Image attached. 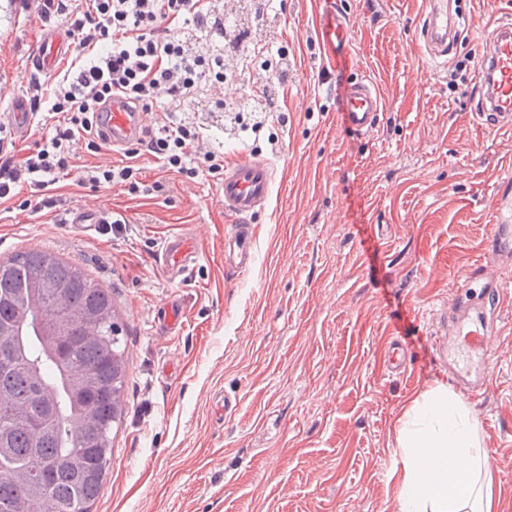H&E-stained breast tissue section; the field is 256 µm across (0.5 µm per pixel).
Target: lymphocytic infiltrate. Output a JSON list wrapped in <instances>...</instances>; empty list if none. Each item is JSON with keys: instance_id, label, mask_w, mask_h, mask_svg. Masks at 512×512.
Returning a JSON list of instances; mask_svg holds the SVG:
<instances>
[{"instance_id": "lymphocytic-infiltrate-1", "label": "lymphocytic infiltrate", "mask_w": 512, "mask_h": 512, "mask_svg": "<svg viewBox=\"0 0 512 512\" xmlns=\"http://www.w3.org/2000/svg\"><path fill=\"white\" fill-rule=\"evenodd\" d=\"M35 7L41 22L66 29L79 64L53 75L52 100H45L41 82L32 85L33 111L45 106L60 117L33 150L17 154L0 123V199L24 185L40 206L50 207L49 191L60 177L73 174L95 188L131 179L129 163L119 169H81L71 151L79 138L93 152L106 144L98 116L116 94L141 109L155 107L166 114L145 148L127 149L129 161L144 150L189 178L223 171V156L198 150L204 125L183 114L194 90L226 79L223 58L205 38L216 17L212 0H92L87 10L73 8L72 0H40Z\"/></svg>"}]
</instances>
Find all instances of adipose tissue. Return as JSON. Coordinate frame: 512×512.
<instances>
[{
  "mask_svg": "<svg viewBox=\"0 0 512 512\" xmlns=\"http://www.w3.org/2000/svg\"><path fill=\"white\" fill-rule=\"evenodd\" d=\"M400 512H492V477L469 406L439 385L414 400L397 437Z\"/></svg>",
  "mask_w": 512,
  "mask_h": 512,
  "instance_id": "ef3b65f1",
  "label": "adipose tissue"
}]
</instances>
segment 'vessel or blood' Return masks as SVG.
Returning a JSON list of instances; mask_svg holds the SVG:
<instances>
[{"mask_svg": "<svg viewBox=\"0 0 512 512\" xmlns=\"http://www.w3.org/2000/svg\"><path fill=\"white\" fill-rule=\"evenodd\" d=\"M455 15L448 11V0H424L423 39L435 55L443 56L448 46L438 37L439 32L455 24ZM319 36L328 58L339 68L352 66V28L344 14L319 24ZM69 38L63 30L45 29L40 43L28 61V68L36 74L53 70L59 58L66 55ZM479 80L482 103L478 118L495 129L512 128V26L501 23L493 29L481 57ZM14 125L12 133L27 137L33 115L24 98L14 97ZM383 107L380 93L373 81L366 80L343 86L340 93L341 124L357 134L364 135L375 127ZM109 118L103 126L112 145L123 146L142 138L145 127L143 115L130 111L122 97H113L108 109ZM274 170L263 160L244 158L225 166L220 183L219 198L224 212L230 217L234 230L224 237V264L243 271L254 262L251 220L265 206L272 193ZM195 258L188 239L175 235L165 241L159 262L167 274H174ZM493 328L485 320L460 319L453 341L463 354L478 353L490 357L493 351Z\"/></svg>", "mask_w": 512, "mask_h": 512, "instance_id": "vessel-or-blood-1", "label": "vessel or blood"}]
</instances>
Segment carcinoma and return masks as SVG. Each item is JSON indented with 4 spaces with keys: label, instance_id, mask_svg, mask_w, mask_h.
<instances>
[{
    "label": "carcinoma",
    "instance_id": "obj_1",
    "mask_svg": "<svg viewBox=\"0 0 512 512\" xmlns=\"http://www.w3.org/2000/svg\"><path fill=\"white\" fill-rule=\"evenodd\" d=\"M0 267V512H91L122 414L112 294L49 251Z\"/></svg>",
    "mask_w": 512,
    "mask_h": 512
}]
</instances>
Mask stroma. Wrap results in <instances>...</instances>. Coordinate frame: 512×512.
<instances>
[{
	"mask_svg": "<svg viewBox=\"0 0 512 512\" xmlns=\"http://www.w3.org/2000/svg\"><path fill=\"white\" fill-rule=\"evenodd\" d=\"M256 42L281 50L287 79L236 72L205 87L198 120L225 161L276 171L255 214L257 260L224 266L231 225L218 178H188L150 155L135 161L159 192L93 189L61 177L53 209L0 204V258L45 250L112 293L123 328V412L92 512H399L397 431L412 401L437 385L463 394L435 354L457 307V281L498 285L487 393L467 404L493 478L494 512H512V254L491 247L495 200L512 176V132L481 125L483 0L447 55L424 49L422 0H267ZM352 24L354 66L327 65L317 13ZM43 26L0 0V112L25 93ZM371 78L384 100L375 128L341 126L342 84ZM255 99L259 112L237 115ZM122 215L71 227L67 213ZM184 235L197 258L175 277L158 256ZM182 325L164 326L170 308ZM404 334L411 358L384 354ZM232 411L216 410L219 398Z\"/></svg>",
	"mask_w": 512,
	"mask_h": 512,
	"instance_id": "obj_1",
	"label": "stroma"
}]
</instances>
